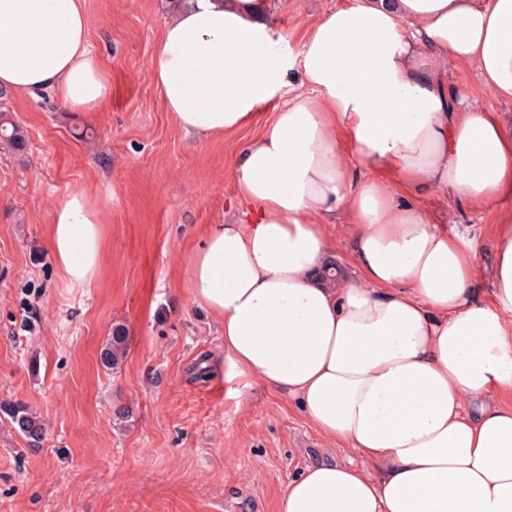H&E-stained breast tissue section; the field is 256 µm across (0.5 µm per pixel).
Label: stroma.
I'll return each mask as SVG.
<instances>
[{"label": "stroma", "mask_w": 512, "mask_h": 512, "mask_svg": "<svg viewBox=\"0 0 512 512\" xmlns=\"http://www.w3.org/2000/svg\"><path fill=\"white\" fill-rule=\"evenodd\" d=\"M270 18L300 51L316 16L341 0H270ZM89 42L112 96L93 111L53 92L6 105L27 148L0 149V512H277L289 478L324 459L326 444L297 398L233 375L216 320L184 287L190 248L235 219L233 171L258 128L211 141L165 111L150 70L167 0H86ZM457 98L512 115L473 67L452 65ZM88 128L78 140L73 129ZM74 192L96 206L104 261L84 288L50 251L55 211ZM426 214L478 245L488 290L498 210L427 190ZM126 330L119 368L100 353ZM208 356L212 374L192 380ZM21 402L45 439L29 447L5 413Z\"/></svg>", "instance_id": "35a3bbf8"}]
</instances>
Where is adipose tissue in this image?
<instances>
[{
    "instance_id": "obj_1",
    "label": "adipose tissue",
    "mask_w": 512,
    "mask_h": 512,
    "mask_svg": "<svg viewBox=\"0 0 512 512\" xmlns=\"http://www.w3.org/2000/svg\"><path fill=\"white\" fill-rule=\"evenodd\" d=\"M88 33L85 0H0V89L98 108L111 84ZM453 62L512 101V0H345L297 53L269 0H182L160 33L150 69L181 130L262 125L236 168L244 221L206 228L184 286L236 374L297 397L363 459L307 467L278 512H512V404L497 400L512 394V212L480 299L475 241L416 201L512 198V119L456 99ZM342 211L355 279L326 234ZM50 245L69 284L93 283L102 233L83 194Z\"/></svg>"
}]
</instances>
